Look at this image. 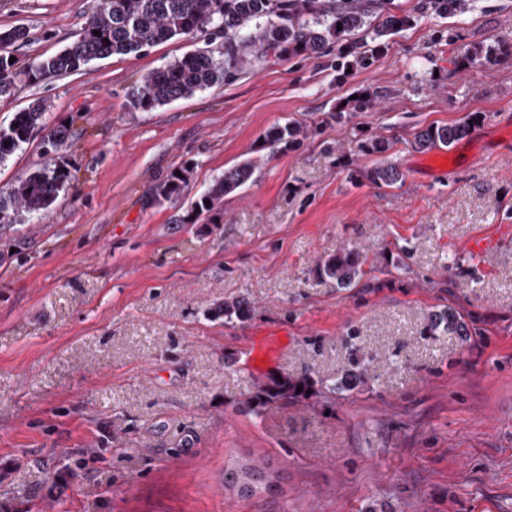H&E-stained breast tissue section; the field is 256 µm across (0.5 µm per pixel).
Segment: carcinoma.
Wrapping results in <instances>:
<instances>
[{
	"label": "carcinoma",
	"instance_id": "carcinoma-1",
	"mask_svg": "<svg viewBox=\"0 0 512 512\" xmlns=\"http://www.w3.org/2000/svg\"><path fill=\"white\" fill-rule=\"evenodd\" d=\"M439 16L453 15L461 0H430ZM375 14L374 0H104L98 10L86 17L76 39L59 52L36 57L24 67L10 62V48L28 41L29 30L18 25L0 29V98L14 95L17 79L24 75L30 81L45 76H63L81 70L93 60L112 55L139 54L163 41L193 37L211 31L224 38L221 58L209 50L187 53L153 71L131 86L129 104L138 110H151L181 97L234 80L241 64L250 55L278 58L288 55H319L331 48L346 52V42L363 30L372 41L385 40L403 27L407 19L388 16L377 26L370 17ZM342 29H337V24ZM51 108L40 98L28 108L15 113L8 125H0V165L39 131L46 129L45 115ZM479 115L469 114L464 120L445 126H429L415 133L414 144L421 150L449 147L469 133ZM312 136V130L299 123L280 126L267 135L273 148L295 150ZM389 145L374 141L369 151L382 158L363 177L377 185L392 186L403 174L395 163L383 156ZM253 165L245 162L224 170L213 179L207 190L191 203L182 223L195 224L202 218L212 222L219 218L224 195L243 186ZM191 166L180 168V175L170 173L156 188L158 198L168 199L181 192ZM71 181L67 164L38 168L0 191V224H16L22 215L47 212ZM324 274L340 289L352 288L364 276L359 259L352 251H342L323 264ZM228 322L245 323L251 315L243 299L224 301L219 306ZM429 335L455 333L466 336L467 325L448 311L430 315ZM356 333L344 337L349 351L348 365L332 382H317L301 374L283 377L259 389L243 401L252 412L288 403L316 393L320 385L334 393L358 388L368 371V360L358 353ZM302 391H297V388ZM278 469L269 458L233 460L224 467V488L240 497H257L275 485Z\"/></svg>",
	"mask_w": 512,
	"mask_h": 512
}]
</instances>
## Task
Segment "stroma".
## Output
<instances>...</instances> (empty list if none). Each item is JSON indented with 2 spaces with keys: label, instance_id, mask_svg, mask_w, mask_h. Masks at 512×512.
<instances>
[{
  "label": "stroma",
  "instance_id": "stroma-1",
  "mask_svg": "<svg viewBox=\"0 0 512 512\" xmlns=\"http://www.w3.org/2000/svg\"><path fill=\"white\" fill-rule=\"evenodd\" d=\"M100 0H0V29L30 30L23 62L72 41ZM407 23L372 64L353 52L249 58L221 86L152 110L130 107L146 74L222 37L174 38L80 71L18 80L0 124L39 98L61 151L42 137L0 165V190L67 163L45 214L0 224V503L11 512H512V57L473 67L477 47H512V0L448 18L390 0ZM350 62L339 78L341 62ZM373 107L343 113L358 93ZM341 112V111H340ZM480 120L447 162L414 135ZM318 127L296 150L267 134ZM403 178L353 185L373 140ZM254 172L219 223H182L225 168ZM180 195L155 189L185 162ZM496 242L482 263L468 244ZM344 248L367 267L340 290L321 265ZM242 297L252 315L225 322ZM447 308L468 338L427 335ZM356 331L361 386L255 415L245 398L276 376L333 380ZM265 456L277 486L242 498L225 465ZM69 472L65 490L57 474Z\"/></svg>",
  "mask_w": 512,
  "mask_h": 512
}]
</instances>
